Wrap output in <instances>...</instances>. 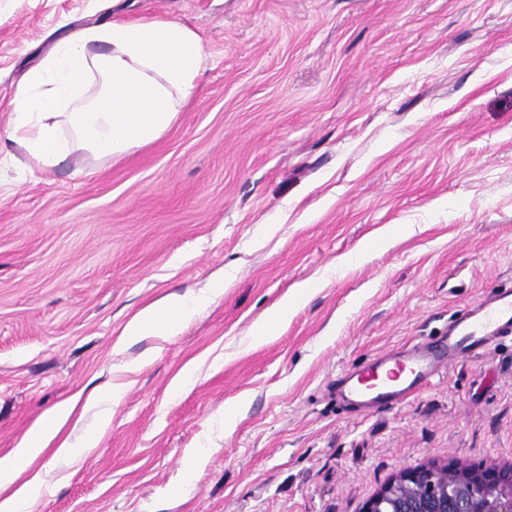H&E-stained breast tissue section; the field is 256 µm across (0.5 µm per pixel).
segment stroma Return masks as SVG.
<instances>
[{
  "label": "stroma",
  "instance_id": "1",
  "mask_svg": "<svg viewBox=\"0 0 512 512\" xmlns=\"http://www.w3.org/2000/svg\"><path fill=\"white\" fill-rule=\"evenodd\" d=\"M153 18L207 49L175 124L119 162L30 167L7 138L26 73L73 31ZM227 270L177 331L125 336ZM503 288L512 0H0V456L125 388L85 463L35 461L30 512H361L404 468L511 467V341L394 409L334 389ZM287 316L288 301L283 298L265 317L256 322L252 331V336L254 339H261L267 335L269 327L272 326V324L284 320Z\"/></svg>",
  "mask_w": 512,
  "mask_h": 512
}]
</instances>
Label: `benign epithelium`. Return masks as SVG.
Wrapping results in <instances>:
<instances>
[{"label": "benign epithelium", "mask_w": 512, "mask_h": 512, "mask_svg": "<svg viewBox=\"0 0 512 512\" xmlns=\"http://www.w3.org/2000/svg\"><path fill=\"white\" fill-rule=\"evenodd\" d=\"M362 512H512V468H473L456 476L435 465L405 468Z\"/></svg>", "instance_id": "7a95c632"}]
</instances>
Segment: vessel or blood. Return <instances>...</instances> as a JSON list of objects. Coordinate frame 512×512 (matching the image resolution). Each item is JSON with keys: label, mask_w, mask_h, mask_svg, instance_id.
Masks as SVG:
<instances>
[{"label": "vessel or blood", "mask_w": 512, "mask_h": 512, "mask_svg": "<svg viewBox=\"0 0 512 512\" xmlns=\"http://www.w3.org/2000/svg\"><path fill=\"white\" fill-rule=\"evenodd\" d=\"M505 338L512 339V290L488 295L460 312L438 341L380 355L365 370L349 371L337 380L336 395L355 412L399 406L449 364L484 353Z\"/></svg>", "instance_id": "1"}]
</instances>
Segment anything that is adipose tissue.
<instances>
[{
  "mask_svg": "<svg viewBox=\"0 0 512 512\" xmlns=\"http://www.w3.org/2000/svg\"><path fill=\"white\" fill-rule=\"evenodd\" d=\"M206 58L201 36L175 19L113 22L60 40L29 70L12 102L9 139L29 160L51 167L80 151L117 161L151 145L176 122ZM224 293L214 284L191 296H171L139 313L126 333L168 334ZM75 405L63 402L49 424L36 426L14 451L0 457V512H24L46 483L34 461L47 447L70 463H83L110 427L101 412L79 442L59 439Z\"/></svg>",
  "mask_w": 512,
  "mask_h": 512,
  "instance_id": "adipose-tissue-1",
  "label": "adipose tissue"
}]
</instances>
